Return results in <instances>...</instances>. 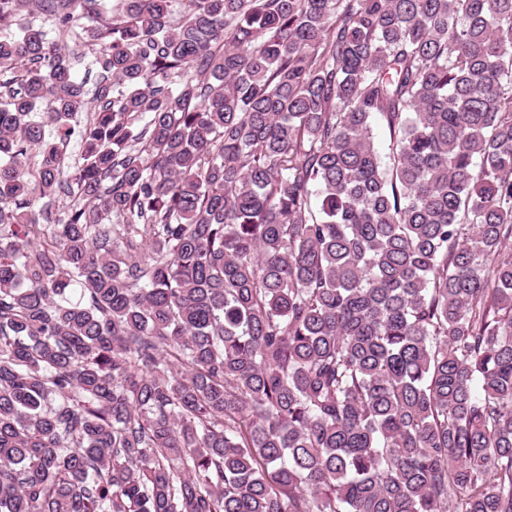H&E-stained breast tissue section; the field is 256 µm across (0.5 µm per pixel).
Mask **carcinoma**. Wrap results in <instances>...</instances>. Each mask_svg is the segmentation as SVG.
I'll use <instances>...</instances> for the list:
<instances>
[{"label":"carcinoma","instance_id":"obj_1","mask_svg":"<svg viewBox=\"0 0 512 512\" xmlns=\"http://www.w3.org/2000/svg\"><path fill=\"white\" fill-rule=\"evenodd\" d=\"M14 25L0 512H512V0ZM73 48L75 49V55L80 57L78 58V61L76 59L77 62L74 63L76 72L79 78H83L88 75V83L86 87L89 91V97H92L95 92L96 83L98 80V70L95 66L92 65V57L89 54H83V52L86 50H84L82 47L73 46ZM88 71H90L89 74Z\"/></svg>","mask_w":512,"mask_h":512}]
</instances>
